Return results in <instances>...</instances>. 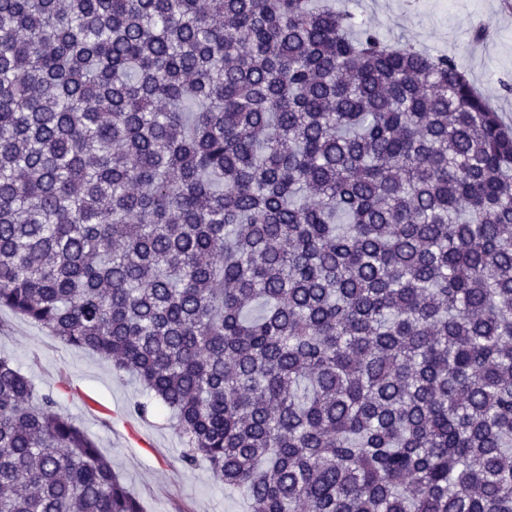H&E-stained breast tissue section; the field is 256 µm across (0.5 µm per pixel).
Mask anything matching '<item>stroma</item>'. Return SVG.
Returning <instances> with one entry per match:
<instances>
[{"label":"stroma","mask_w":512,"mask_h":512,"mask_svg":"<svg viewBox=\"0 0 512 512\" xmlns=\"http://www.w3.org/2000/svg\"><path fill=\"white\" fill-rule=\"evenodd\" d=\"M348 11L388 40L408 41L453 57L512 126V0H345ZM0 355L9 356L52 395L108 456L145 512H245L243 498L225 490L205 462L185 465L171 413L148 409L138 381L115 372L96 354L62 342L0 308Z\"/></svg>","instance_id":"1"}]
</instances>
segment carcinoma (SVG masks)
Returning <instances> with one entry per match:
<instances>
[{"mask_svg": "<svg viewBox=\"0 0 512 512\" xmlns=\"http://www.w3.org/2000/svg\"><path fill=\"white\" fill-rule=\"evenodd\" d=\"M249 512H512V129L337 0H0V308ZM0 512H144L0 356Z\"/></svg>", "mask_w": 512, "mask_h": 512, "instance_id": "cac0c4a2", "label": "carcinoma"}]
</instances>
